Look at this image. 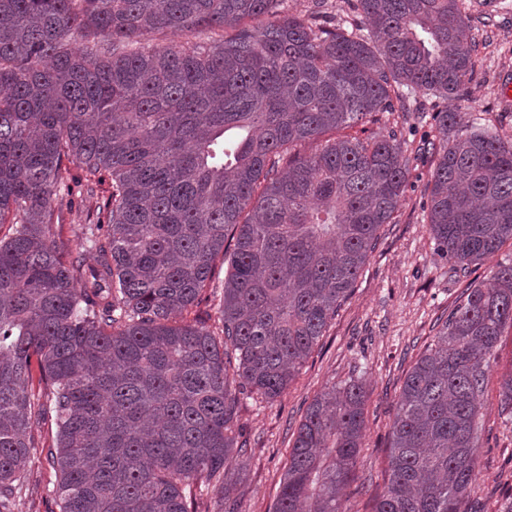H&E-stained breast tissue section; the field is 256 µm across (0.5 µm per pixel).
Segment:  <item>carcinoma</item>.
<instances>
[{
  "label": "carcinoma",
  "mask_w": 512,
  "mask_h": 512,
  "mask_svg": "<svg viewBox=\"0 0 512 512\" xmlns=\"http://www.w3.org/2000/svg\"><path fill=\"white\" fill-rule=\"evenodd\" d=\"M346 4L348 30L320 0H0V512L48 413L59 512H192L197 486L237 512L240 396L287 389L403 197V129L352 130L405 111L404 86L454 100L474 73L464 0ZM167 34L206 45H141ZM422 147L432 239L461 282L512 241V139L446 110ZM74 168L92 196L111 178L77 228L91 266L56 233ZM219 257L222 327L178 320ZM507 329L512 259L466 285L407 373L371 512H477ZM500 396L512 413V372ZM365 398L351 378L308 405L274 512H346Z\"/></svg>",
  "instance_id": "obj_1"
}]
</instances>
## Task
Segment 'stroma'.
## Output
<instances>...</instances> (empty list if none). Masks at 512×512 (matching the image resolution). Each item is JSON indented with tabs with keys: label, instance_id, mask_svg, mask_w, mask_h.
Returning <instances> with one entry per match:
<instances>
[{
	"label": "stroma",
	"instance_id": "35a3bbf8",
	"mask_svg": "<svg viewBox=\"0 0 512 512\" xmlns=\"http://www.w3.org/2000/svg\"><path fill=\"white\" fill-rule=\"evenodd\" d=\"M475 71L456 111L475 119L492 113L503 138L512 137V101L502 83L512 80V0H472ZM411 112L400 117L416 148L430 133L436 100L410 94ZM433 161L412 160L401 206L383 225L375 251L325 336L281 396L271 401L242 397L236 428L248 448L247 471L233 498L238 512H272L289 452L308 405L326 386L352 377L367 390L366 435L354 479L344 490L346 512H369L388 466L396 401L407 372L432 342L438 319L447 317L462 291L450 279L447 260L436 250L426 218ZM512 368V332L502 336L490 360L478 429L481 512H512V415L499 397L502 374ZM56 474L44 452H35L29 480L14 512H59Z\"/></svg>",
	"mask_w": 512,
	"mask_h": 512
}]
</instances>
